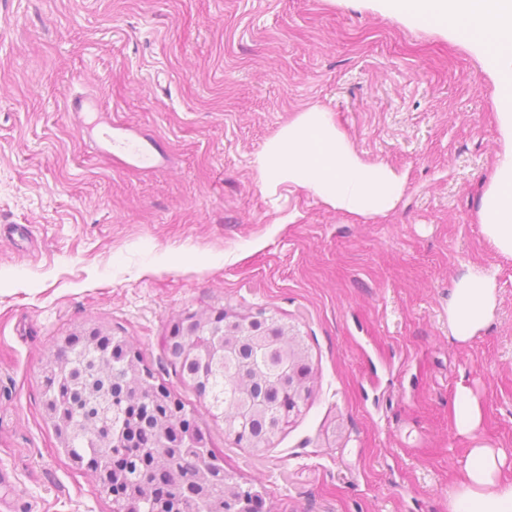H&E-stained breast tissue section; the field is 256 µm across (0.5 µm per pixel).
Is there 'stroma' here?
<instances>
[{"label": "stroma", "mask_w": 512, "mask_h": 512, "mask_svg": "<svg viewBox=\"0 0 512 512\" xmlns=\"http://www.w3.org/2000/svg\"><path fill=\"white\" fill-rule=\"evenodd\" d=\"M102 122L148 140L142 170L99 152ZM332 113L406 175L357 220L252 161L298 112ZM480 50L381 0H0V512H112L43 418L57 343L126 337L208 426L264 512H448L478 434L512 455V258L480 232L503 137ZM496 273L489 325L459 344L448 294ZM265 311L299 336L312 393L255 453L211 423L161 339L184 312Z\"/></svg>", "instance_id": "obj_1"}]
</instances>
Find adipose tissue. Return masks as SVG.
<instances>
[{"mask_svg": "<svg viewBox=\"0 0 512 512\" xmlns=\"http://www.w3.org/2000/svg\"><path fill=\"white\" fill-rule=\"evenodd\" d=\"M392 16L451 32L482 51L498 80L497 119L506 141L480 207V231L500 253L512 256V0H382ZM253 166L267 186L307 190L325 204L355 217L394 210L403 175L363 158L331 112L314 106L299 112L255 155ZM493 272L472 269L455 282L448 300V324L464 343L484 329L496 306ZM452 416L459 433L472 437L463 474L448 494L449 512H512V480L503 478V449L479 440L480 404L458 386Z\"/></svg>", "mask_w": 512, "mask_h": 512, "instance_id": "adipose-tissue-1", "label": "adipose tissue"}]
</instances>
